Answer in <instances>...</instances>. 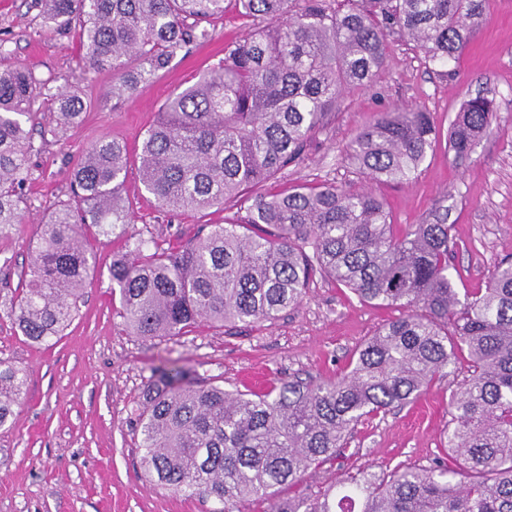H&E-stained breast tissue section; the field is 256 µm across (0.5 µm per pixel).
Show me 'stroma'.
<instances>
[{
	"mask_svg": "<svg viewBox=\"0 0 512 512\" xmlns=\"http://www.w3.org/2000/svg\"><path fill=\"white\" fill-rule=\"evenodd\" d=\"M485 23L455 62L440 65L397 36H389L384 68L364 88L345 93L300 162L264 184L267 192L335 183L381 198L394 224L425 223L446 207L456 243L448 270L458 289L485 287L496 265L512 259V0H486ZM35 0H0V47L10 63L31 68L50 87L79 85L90 106L83 122L56 131V111L33 123L31 175L22 190V224L0 233V283L17 288L36 247V228L53 205L68 199L70 173L83 150L101 137L129 149L125 195L134 227L145 240L179 244L199 229L233 216L234 204L205 211L162 209L139 180V147L147 128L178 87L218 63L224 47L246 35L250 22L234 4L210 19L209 41L188 47L169 73L113 102L108 72L83 70L76 33L41 25ZM482 95L495 113L479 144L456 163L445 136L465 100ZM418 108L439 137L415 179L369 183L345 150L376 112ZM98 274L75 319L52 347L18 334L0 309V361L25 369L27 388L10 428L0 429V512H209V504L157 488L143 476L136 433L142 392L157 367L178 363L204 384L233 391L300 377L326 380L344 369L359 345L400 308L360 302L349 289L316 279L302 303L271 322L231 330L191 328L150 343L128 336L109 287L108 268L120 237H95ZM449 420L448 381L360 423L343 456L309 472L297 495L323 494L347 472L382 474L429 466L444 458L441 437Z\"/></svg>",
	"mask_w": 512,
	"mask_h": 512,
	"instance_id": "stroma-1",
	"label": "stroma"
}]
</instances>
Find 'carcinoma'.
Returning <instances> with one entry per match:
<instances>
[{
	"label": "carcinoma",
	"mask_w": 512,
	"mask_h": 512,
	"mask_svg": "<svg viewBox=\"0 0 512 512\" xmlns=\"http://www.w3.org/2000/svg\"><path fill=\"white\" fill-rule=\"evenodd\" d=\"M42 24L78 28L84 68L112 72V99H128L168 72L178 52L209 38L201 26L224 0H40ZM259 22L224 47V59L167 98L139 152L145 191L168 210L239 205L208 233L179 245L153 244L130 230L123 194L128 151L104 137L84 149L70 197L38 227L25 287L4 297L27 340L47 345L79 311L98 273L88 235L126 237L112 259V295L129 334L142 342L211 327L271 322L298 306L316 276L359 300L397 306L330 380L288 379L267 390L228 392L197 382L176 363L144 386L138 419L141 466L160 488L235 512L244 499L268 512H512V262L486 287L459 298L448 276L454 246L448 209L425 224H392L383 201L333 183L287 192L254 189L299 163L347 89L371 82L391 34L447 64L485 21V0H234ZM53 101L62 128L82 123L86 103L69 87L51 91L21 65L0 69V228L20 224L19 190L34 150L31 121ZM493 101H465L448 130L457 160L489 125ZM438 132L417 108L377 112L347 156L373 182L412 180ZM467 351L470 374L448 385V461L380 476L345 474L310 500L278 497L339 456L355 427L418 399L455 373ZM25 372L0 361V428L11 426Z\"/></svg>",
	"instance_id": "obj_1"
}]
</instances>
